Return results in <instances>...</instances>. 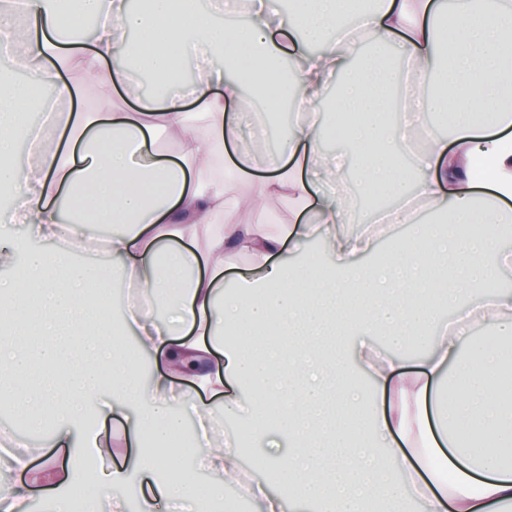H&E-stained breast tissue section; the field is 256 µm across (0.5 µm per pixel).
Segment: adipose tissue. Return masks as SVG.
Here are the masks:
<instances>
[{
	"label": "adipose tissue",
	"instance_id": "adipose-tissue-1",
	"mask_svg": "<svg viewBox=\"0 0 512 512\" xmlns=\"http://www.w3.org/2000/svg\"><path fill=\"white\" fill-rule=\"evenodd\" d=\"M289 12L250 0L234 26L199 0H24L23 53L0 60V399L89 469L33 449L0 455V512H25L30 474L52 512H68L72 488L91 484L112 512H156L194 502L199 483L170 434L193 421L195 458L222 480L243 471L233 442L219 441L209 406L266 416L252 473L261 512H502L512 506V387L497 347L454 327L402 373V350L431 330L440 309L463 302L512 253L497 229L512 222V0H290ZM454 25H446L448 14ZM99 17L86 33L87 16ZM410 62L402 111L418 124L451 114L452 136L430 132L412 164L403 130L388 120L397 83L392 58L365 53L362 37ZM145 48L137 68L165 83L105 111L73 103L83 87L129 91L127 34ZM80 82H73L72 73ZM267 112L293 97L294 119L275 148L267 125L243 122L251 94ZM51 116L52 143L25 120L32 99ZM164 132L178 154L149 150ZM263 196L288 206L268 230L245 194L257 171ZM365 195L391 198L390 221L411 225L373 265L375 211L348 229L347 173ZM95 202L112 225L104 268L72 256L89 233L73 213ZM21 224L25 235L13 227ZM319 244L324 264L294 258ZM251 271L224 285L228 258ZM118 282L168 302L164 319L113 308ZM149 356L150 376L138 362ZM111 420V435L101 423ZM124 457L120 467L108 458Z\"/></svg>",
	"mask_w": 512,
	"mask_h": 512
}]
</instances>
